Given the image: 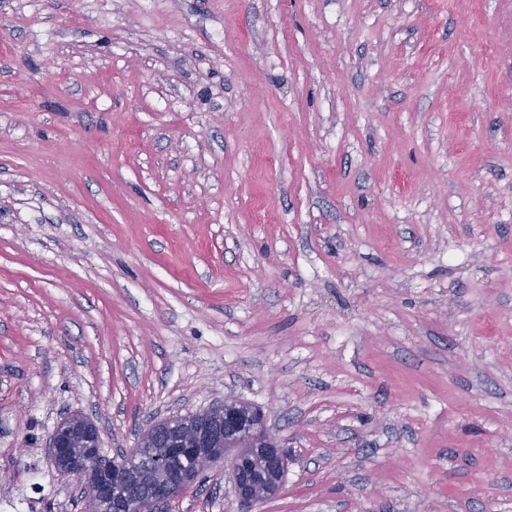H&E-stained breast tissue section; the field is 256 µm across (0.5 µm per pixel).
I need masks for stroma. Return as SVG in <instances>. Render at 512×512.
Here are the masks:
<instances>
[{
    "mask_svg": "<svg viewBox=\"0 0 512 512\" xmlns=\"http://www.w3.org/2000/svg\"><path fill=\"white\" fill-rule=\"evenodd\" d=\"M227 398L256 512H512V0H0V512ZM246 432L253 442V450L265 454L273 470L279 472L287 464L288 454L284 448L268 434L263 415L260 419L255 418L253 425L247 428ZM284 472L285 468L282 469L280 473L281 482Z\"/></svg>",
    "mask_w": 512,
    "mask_h": 512,
    "instance_id": "1",
    "label": "stroma"
}]
</instances>
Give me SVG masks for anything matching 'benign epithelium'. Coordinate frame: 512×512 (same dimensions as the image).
I'll return each instance as SVG.
<instances>
[{"instance_id":"obj_1","label":"benign epithelium","mask_w":512,"mask_h":512,"mask_svg":"<svg viewBox=\"0 0 512 512\" xmlns=\"http://www.w3.org/2000/svg\"><path fill=\"white\" fill-rule=\"evenodd\" d=\"M218 422L206 428L197 424L193 416L170 415L152 425L132 448L119 451L111 460L101 452L100 429L82 415H64L57 420L49 436V456L56 472L64 478L83 480L97 470L93 501L95 512H125L126 502L133 498L140 512H162V506L178 492L195 484L204 471L219 460H233L231 480L241 512H254L259 499L252 493L250 475L243 468L241 457L233 453L230 435L238 427L241 416L238 407L221 401L202 410ZM161 432L176 438L174 445L189 463L168 470L164 461L156 468L160 478L145 486L137 479L135 466L143 449ZM253 449L268 458L271 468L280 471L288 462V454L267 432L265 419H254L246 429Z\"/></svg>"}]
</instances>
